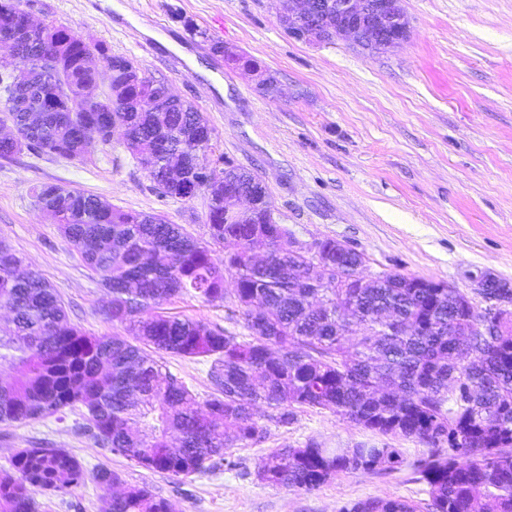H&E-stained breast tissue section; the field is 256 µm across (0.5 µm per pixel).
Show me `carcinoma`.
I'll return each instance as SVG.
<instances>
[{"label":"carcinoma","instance_id":"cac0c4a2","mask_svg":"<svg viewBox=\"0 0 512 512\" xmlns=\"http://www.w3.org/2000/svg\"><path fill=\"white\" fill-rule=\"evenodd\" d=\"M20 0H0V98L13 133L0 136V159L21 147L39 155L82 159L88 128L107 144L113 131L163 197L195 185L199 160H209L212 129L190 104L141 102L160 93L144 78L64 111L59 85L78 89L95 55L122 71L132 60L101 43L70 38L60 55L40 37L17 43ZM37 52L39 70L14 87L16 54ZM253 174L232 168L209 197L206 237L198 239L159 214L124 211L91 195L42 183L36 204L111 294L108 318L134 340L159 351L209 363L211 392L202 400L179 377L119 334L93 336L71 323L57 290L39 272H18L22 259L0 243V306L12 314L0 328V360L16 374L0 382V423H23L86 409L95 443L149 471L188 476L235 463V443L257 445L266 428L297 410H329L383 437L346 448L310 439L272 452L259 481L313 491L339 473L395 469L401 450L388 438L429 447L415 464L428 496L348 502L340 512H512V319L495 336L481 335L483 312L456 288H413L399 273L360 282V252L336 254L320 241L322 258L342 267L347 287L312 275L282 224H239L225 194L252 187ZM235 279L234 309L249 331L240 336L204 320L158 309L180 296L221 306L225 276ZM81 462L63 448H18L0 470V512H38V494L65 496L85 484ZM106 512H175L145 486L112 497Z\"/></svg>","mask_w":512,"mask_h":512}]
</instances>
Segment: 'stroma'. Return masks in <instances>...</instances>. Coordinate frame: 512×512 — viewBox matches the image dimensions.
<instances>
[{
  "instance_id": "35a3bbf8",
  "label": "stroma",
  "mask_w": 512,
  "mask_h": 512,
  "mask_svg": "<svg viewBox=\"0 0 512 512\" xmlns=\"http://www.w3.org/2000/svg\"><path fill=\"white\" fill-rule=\"evenodd\" d=\"M38 20L67 27L132 59L146 76L206 116L210 157L259 176L270 206L300 242L323 238L363 253L364 274L442 280L477 309L474 278L512 285V0H404L410 36L371 54L353 43L289 36L276 0H21ZM275 72L278 99L257 90L254 73L213 54L212 40ZM101 197L125 211L157 213L194 236L206 233L209 197L160 196L121 136L92 142L84 160L22 151L0 159V241L60 293L72 323L94 335L125 334L107 319L109 293L35 203L41 183ZM161 313L243 332L227 307L183 296ZM267 425L257 445H234L235 470L189 477L152 472L100 447L80 415L64 412L0 424V468L12 452L63 448L87 472L107 468L120 483L87 480L64 497L39 496L40 512H104L125 487H148L177 512H338L349 501L394 497L420 502L414 466L425 445L393 439L394 470L342 473L305 492L257 481L278 448L316 439L329 448L370 441V433L326 410L298 411L293 425Z\"/></svg>"
}]
</instances>
